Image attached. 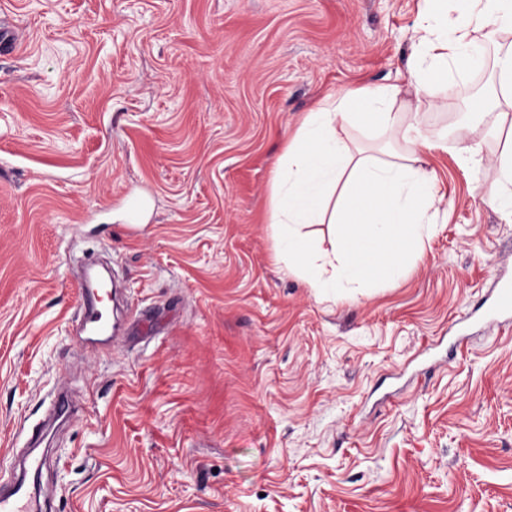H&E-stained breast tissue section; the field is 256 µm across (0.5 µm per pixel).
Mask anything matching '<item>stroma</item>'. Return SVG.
<instances>
[{
    "label": "stroma",
    "instance_id": "stroma-1",
    "mask_svg": "<svg viewBox=\"0 0 512 512\" xmlns=\"http://www.w3.org/2000/svg\"><path fill=\"white\" fill-rule=\"evenodd\" d=\"M423 0H0V482L61 382L53 512H512V218L479 121L496 44L433 90L437 200L401 277L323 294L268 222L330 93L409 78ZM470 128L476 162L457 159ZM84 257L134 323L70 334ZM495 297L488 310L490 316L495 318L504 314H512V281L498 280L495 284Z\"/></svg>",
    "mask_w": 512,
    "mask_h": 512
}]
</instances>
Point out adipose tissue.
Wrapping results in <instances>:
<instances>
[{"mask_svg":"<svg viewBox=\"0 0 512 512\" xmlns=\"http://www.w3.org/2000/svg\"><path fill=\"white\" fill-rule=\"evenodd\" d=\"M423 0L407 86L369 85L326 95L286 144L274 171L269 221L280 229L289 269L313 288L365 285L379 273L400 277L409 251L423 247L436 183L412 152L378 157L341 135L358 127L374 139L427 145L428 136L404 113L420 112L431 88L475 65L471 35L488 22H512V0ZM481 118L502 143L495 168L503 187L493 203L512 216V43L498 48L491 103ZM331 226V247L317 249L306 232Z\"/></svg>","mask_w":512,"mask_h":512,"instance_id":"ef3b65f1","label":"adipose tissue"}]
</instances>
